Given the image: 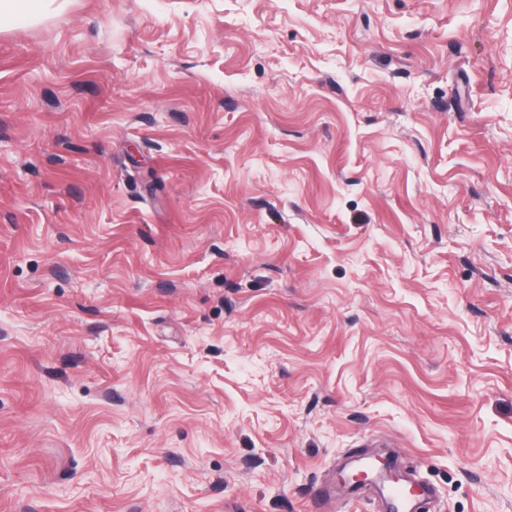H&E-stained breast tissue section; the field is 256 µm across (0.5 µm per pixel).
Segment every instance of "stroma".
I'll return each mask as SVG.
<instances>
[{
  "mask_svg": "<svg viewBox=\"0 0 512 512\" xmlns=\"http://www.w3.org/2000/svg\"><path fill=\"white\" fill-rule=\"evenodd\" d=\"M512 512V0H66L0 27V512ZM374 463L358 466L360 469L357 473L352 475H344L341 471V479L344 483H349L352 486H360L366 484H377L378 482H392L399 483L402 479L394 469L391 461L384 456L378 455L374 458Z\"/></svg>",
  "mask_w": 512,
  "mask_h": 512,
  "instance_id": "obj_1",
  "label": "stroma"
}]
</instances>
